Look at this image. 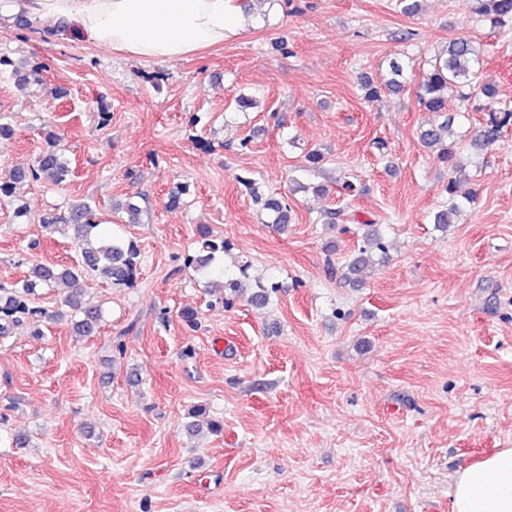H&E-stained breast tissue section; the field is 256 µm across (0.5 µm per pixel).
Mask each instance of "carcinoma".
<instances>
[{"label":"carcinoma","instance_id":"cac0c4a2","mask_svg":"<svg viewBox=\"0 0 512 512\" xmlns=\"http://www.w3.org/2000/svg\"><path fill=\"white\" fill-rule=\"evenodd\" d=\"M472 12L481 20L490 23L494 29L512 28V0H472ZM482 65V52L472 40L460 37L449 42L447 48L430 61V69L418 84L419 103L429 112L445 111V93L450 86L461 89V100L466 103L476 91L487 98L493 97L492 87L479 84ZM401 78H403L402 65H392L390 77L376 83L369 80L364 83V98L369 102L379 100L383 89L401 87ZM510 124H512V106L501 103L490 110L489 118L478 130L473 146L478 148L494 144L500 138L502 129ZM448 130L449 121L445 120L437 126L431 125L423 129L420 137L426 146L439 148V159L455 169L459 166L458 153L454 146L443 144L442 133ZM68 173V163L63 160L62 153L55 148H50L39 155L34 167L14 172L11 180L12 183L17 184L29 177L36 179L42 174H47L60 184ZM243 183L248 187L254 200L262 204L263 208L273 216L272 223L278 225L279 230H284L290 221L288 204L277 198L262 197L254 182L250 180L245 179ZM446 191L448 205L435 214V224L440 228H446L452 224L453 217L460 210L457 202L456 181L448 180ZM59 220L72 227L79 251V261L59 268L36 263L31 266L29 276L22 282L20 288L14 291L0 290V334L8 333L24 322L25 315L30 313L29 297L34 294L37 287L66 282L71 285V291L63 299L62 305L72 310L77 317L73 322L76 332L82 336H91L100 327L103 313L99 305L87 299L83 289L78 287L79 278L88 272H93L114 284H119L128 281L136 270L140 256L137 245L131 240L100 236L98 232L100 222L96 220L90 204L74 203L69 207L66 216L60 219L47 217L44 219V224L50 227ZM226 249V241L218 242L209 238L208 233L203 232L199 250L186 255L184 265L197 273L207 275ZM385 255L386 245L383 238L372 224L366 223L360 235V245L343 267L341 276L348 281H359L363 279L365 270L383 259Z\"/></svg>","mask_w":512,"mask_h":512}]
</instances>
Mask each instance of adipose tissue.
Here are the masks:
<instances>
[{
    "mask_svg": "<svg viewBox=\"0 0 512 512\" xmlns=\"http://www.w3.org/2000/svg\"><path fill=\"white\" fill-rule=\"evenodd\" d=\"M52 34L78 26L94 45L169 62L219 45L256 20L236 0H0ZM451 512H512V448L458 471Z\"/></svg>",
    "mask_w": 512,
    "mask_h": 512,
    "instance_id": "1",
    "label": "adipose tissue"
}]
</instances>
